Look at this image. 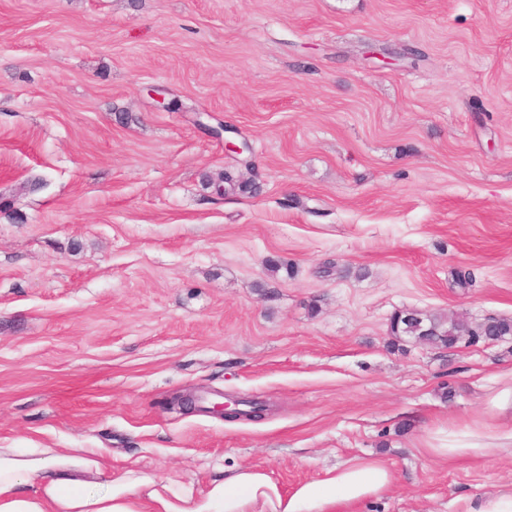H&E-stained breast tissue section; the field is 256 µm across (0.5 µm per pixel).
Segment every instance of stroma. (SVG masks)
<instances>
[{
	"label": "stroma",
	"instance_id": "35a3bbf8",
	"mask_svg": "<svg viewBox=\"0 0 512 512\" xmlns=\"http://www.w3.org/2000/svg\"><path fill=\"white\" fill-rule=\"evenodd\" d=\"M413 309L512 319V0H0V448L512 495V336H392ZM224 395V394H223ZM224 399L227 401L214 403L212 407L208 408V412L224 419H236L244 417V412L249 413V417L253 416L254 418L262 417V410L257 407L252 412L250 410H243L238 408V406L242 405L241 398H234L224 395ZM487 450L485 443L476 439L468 443L449 445L448 448L437 449L436 453L448 457H483Z\"/></svg>",
	"mask_w": 512,
	"mask_h": 512
}]
</instances>
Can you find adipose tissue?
Here are the masks:
<instances>
[{
  "instance_id": "adipose-tissue-1",
  "label": "adipose tissue",
  "mask_w": 512,
  "mask_h": 512,
  "mask_svg": "<svg viewBox=\"0 0 512 512\" xmlns=\"http://www.w3.org/2000/svg\"><path fill=\"white\" fill-rule=\"evenodd\" d=\"M392 480L380 461L351 460L285 490L267 470L245 465L197 494L135 468L113 471L81 448H0V512H336L380 495Z\"/></svg>"
}]
</instances>
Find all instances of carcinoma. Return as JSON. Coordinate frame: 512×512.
<instances>
[{"instance_id":"cac0c4a2","label":"carcinoma","mask_w":512,"mask_h":512,"mask_svg":"<svg viewBox=\"0 0 512 512\" xmlns=\"http://www.w3.org/2000/svg\"><path fill=\"white\" fill-rule=\"evenodd\" d=\"M391 332L394 336H414L429 344H441L445 347L454 346L465 332L481 337L491 336L499 339L512 335V320L499 319L488 328L480 327L477 332H470L459 321L443 324L436 316L423 311H408L395 315L391 321Z\"/></svg>"}]
</instances>
